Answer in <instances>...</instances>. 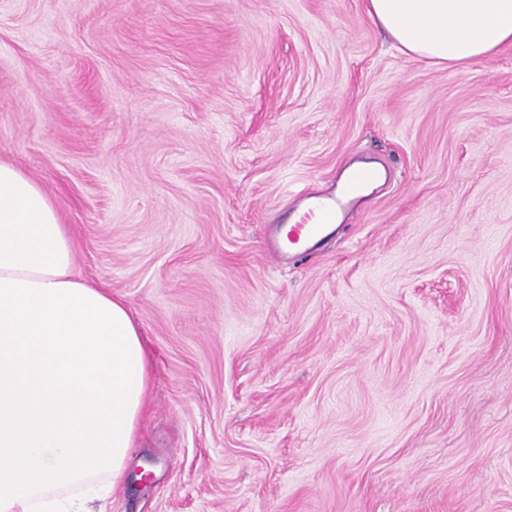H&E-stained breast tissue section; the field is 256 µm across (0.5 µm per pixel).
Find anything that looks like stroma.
<instances>
[{
    "label": "stroma",
    "instance_id": "35a3bbf8",
    "mask_svg": "<svg viewBox=\"0 0 512 512\" xmlns=\"http://www.w3.org/2000/svg\"><path fill=\"white\" fill-rule=\"evenodd\" d=\"M0 160L151 358L107 512H512V47L452 71L366 0H0ZM351 161L390 175L283 262Z\"/></svg>",
    "mask_w": 512,
    "mask_h": 512
}]
</instances>
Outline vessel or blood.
<instances>
[{
  "label": "vessel or blood",
  "mask_w": 512,
  "mask_h": 512,
  "mask_svg": "<svg viewBox=\"0 0 512 512\" xmlns=\"http://www.w3.org/2000/svg\"><path fill=\"white\" fill-rule=\"evenodd\" d=\"M379 177L378 170L359 167L345 176L335 192L303 196L299 205L313 216V223L292 224L284 232L272 229L268 239L270 249L286 260L294 254L312 251L330 226L353 209L360 202L362 192Z\"/></svg>",
  "instance_id": "1"
}]
</instances>
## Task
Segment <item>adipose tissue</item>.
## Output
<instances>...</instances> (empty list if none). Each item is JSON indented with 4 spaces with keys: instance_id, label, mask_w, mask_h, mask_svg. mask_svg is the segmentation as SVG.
<instances>
[{
    "instance_id": "adipose-tissue-1",
    "label": "adipose tissue",
    "mask_w": 512,
    "mask_h": 512,
    "mask_svg": "<svg viewBox=\"0 0 512 512\" xmlns=\"http://www.w3.org/2000/svg\"><path fill=\"white\" fill-rule=\"evenodd\" d=\"M399 51L457 70L512 45V0H367ZM58 209L0 161V512H90L121 486L151 381L125 304L73 273Z\"/></svg>"
}]
</instances>
